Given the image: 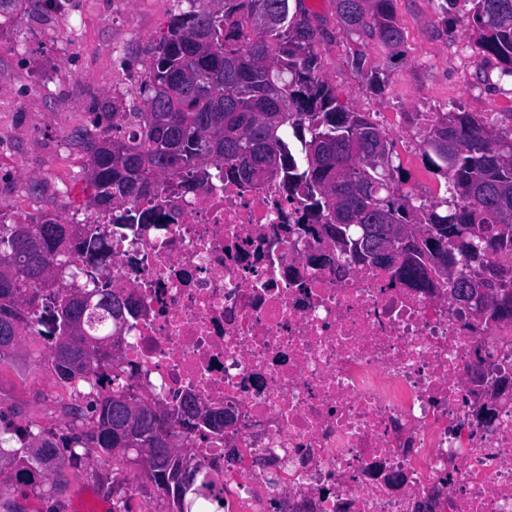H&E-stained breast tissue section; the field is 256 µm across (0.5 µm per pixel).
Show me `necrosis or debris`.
<instances>
[{
	"instance_id": "obj_1",
	"label": "necrosis or debris",
	"mask_w": 512,
	"mask_h": 512,
	"mask_svg": "<svg viewBox=\"0 0 512 512\" xmlns=\"http://www.w3.org/2000/svg\"><path fill=\"white\" fill-rule=\"evenodd\" d=\"M158 202L112 236L115 344L138 397L233 415L174 436L226 512H512V319L338 256L274 176Z\"/></svg>"
}]
</instances>
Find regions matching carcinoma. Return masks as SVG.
I'll return each mask as SVG.
<instances>
[{
  "label": "carcinoma",
  "instance_id": "obj_1",
  "mask_svg": "<svg viewBox=\"0 0 512 512\" xmlns=\"http://www.w3.org/2000/svg\"><path fill=\"white\" fill-rule=\"evenodd\" d=\"M169 13L138 86L140 106L105 112L101 131L81 138L89 189L81 222L40 212L23 220L0 215V358L33 326L46 328L51 369L76 402L59 431L0 427V476L45 495L65 481V463L92 454L112 466L134 464L168 503L192 512L194 494L212 490L171 442L174 423L200 433L224 429V414L200 413L186 397L175 408L135 398L112 349L132 312L112 291V225L154 224L160 212L140 206L164 180L180 174L207 183L225 164L249 185L280 178L336 250L364 265L391 268L420 288L446 276L477 280L462 304L477 314L512 318V131L470 112H438L420 144L445 195L421 204L403 189L405 170L393 144L369 116L350 112L320 75L318 46L328 35L302 0H187ZM340 32L353 44L351 66L364 72L374 43L399 51L403 32L394 0H333ZM469 30L483 55L512 79V0H470ZM280 15L275 26L264 24ZM366 73V72H364ZM372 89L384 80L366 73ZM110 224L90 227L95 213ZM93 293L92 305L75 286ZM112 477V512H130Z\"/></svg>",
  "mask_w": 512,
  "mask_h": 512
}]
</instances>
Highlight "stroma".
Returning <instances> with one entry per match:
<instances>
[{"label": "stroma", "instance_id": "1", "mask_svg": "<svg viewBox=\"0 0 512 512\" xmlns=\"http://www.w3.org/2000/svg\"><path fill=\"white\" fill-rule=\"evenodd\" d=\"M63 14L45 0H26L22 23L0 25V214L15 218L42 209L76 221L84 212L86 157L75 139L93 129L108 106L128 107L135 92L117 89L124 73L144 72L151 49L175 4L173 0H63ZM324 20L329 36L319 47L322 76L340 102L370 113L394 143L407 172L406 190L439 182L426 171L420 144L433 113L451 104L512 130V82L498 79V64L484 57L464 25L468 0H449L440 12L435 0H396L404 34L403 52L389 56L372 45L369 68L382 73L384 92L370 90L351 64L352 45L338 31L332 0H306ZM135 17L127 28L126 14ZM458 21L449 33L445 20ZM67 28L68 40L55 37ZM43 342L23 338L0 359V419L25 425L64 424L62 403L45 399L53 375L45 366ZM111 463L83 462L69 469L57 497L0 481V512H79L89 495H104Z\"/></svg>", "mask_w": 512, "mask_h": 512}]
</instances>
